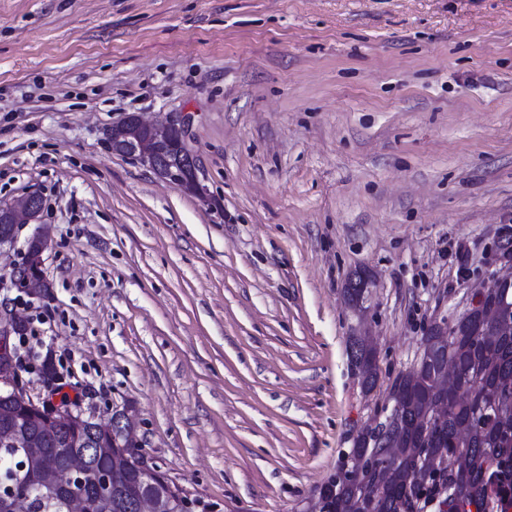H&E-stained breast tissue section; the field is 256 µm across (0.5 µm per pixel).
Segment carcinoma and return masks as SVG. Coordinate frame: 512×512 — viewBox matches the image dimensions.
I'll list each match as a JSON object with an SVG mask.
<instances>
[{
	"label": "carcinoma",
	"mask_w": 512,
	"mask_h": 512,
	"mask_svg": "<svg viewBox=\"0 0 512 512\" xmlns=\"http://www.w3.org/2000/svg\"><path fill=\"white\" fill-rule=\"evenodd\" d=\"M483 311L464 312L448 332L428 333L415 366L394 386L388 431L393 453L368 443L364 427L349 455L374 458L372 470L345 467L319 488L318 512H417L418 498L446 481L451 495L442 512H483L488 473L512 476V335L504 336L488 313L512 311V287L492 289ZM363 387L374 388L375 349L352 336ZM450 359L457 384L444 387L439 367ZM32 512H66L63 497L34 493Z\"/></svg>",
	"instance_id": "cac0c4a2"
}]
</instances>
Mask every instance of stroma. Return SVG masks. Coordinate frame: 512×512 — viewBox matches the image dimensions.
<instances>
[{
    "mask_svg": "<svg viewBox=\"0 0 512 512\" xmlns=\"http://www.w3.org/2000/svg\"><path fill=\"white\" fill-rule=\"evenodd\" d=\"M131 112L194 113L206 196L107 149ZM33 188L24 350L213 512H309L512 230V0H0V203ZM47 246L48 239L42 227L41 231H36L28 240L24 261L9 267L14 288L30 295H42L45 292L47 284L43 277L42 263ZM351 353L357 356L359 376L363 387L367 391H371L378 377V369L375 365V349L353 336L348 340V358Z\"/></svg>",
    "mask_w": 512,
    "mask_h": 512,
    "instance_id": "1",
    "label": "stroma"
}]
</instances>
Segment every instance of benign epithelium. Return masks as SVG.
I'll list each match as a JSON object with an SVG mask.
<instances>
[{
    "label": "benign epithelium",
    "instance_id": "1",
    "mask_svg": "<svg viewBox=\"0 0 512 512\" xmlns=\"http://www.w3.org/2000/svg\"><path fill=\"white\" fill-rule=\"evenodd\" d=\"M192 124V116L184 112L160 123L132 113L118 122L125 136L123 155L148 166L160 179L180 186L189 184L193 193L203 196L206 189L197 177L198 160L192 153L185 154ZM172 142L180 149L179 160L161 168L156 166L153 162L155 146ZM38 198L39 194L33 193L0 207L9 213L14 223L28 224L33 220ZM47 246L44 231H37L30 237L24 261L9 267L13 287L30 295L45 292L42 263ZM503 258L495 279L478 289L471 306H479L487 289L512 285V252H505ZM21 327L20 315L0 312V403L19 407L30 418V423L23 425L11 410L0 406V447L20 449L0 459V469H6V475L0 476V512H27L36 486L62 491L68 512H112V498L121 492L129 497L133 512H192L191 499L180 488L169 484L164 496L146 491L147 487L164 482V475L142 453L136 435L138 417L129 408L113 410L110 419L103 422L93 412L56 404L30 393L19 373L13 342ZM76 426H86L99 434V445L83 442L74 446L66 440L62 442V447L66 448L65 464L48 463L44 440L59 438ZM101 457L112 458V463L90 468L89 461ZM131 467L137 474L136 483L123 491L113 487L112 472Z\"/></svg>",
    "mask_w": 512,
    "mask_h": 512
}]
</instances>
